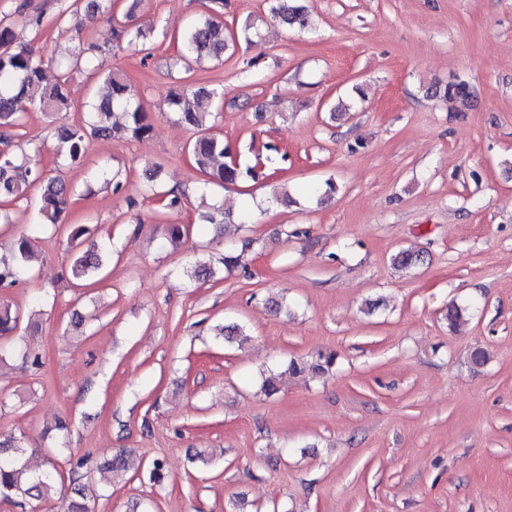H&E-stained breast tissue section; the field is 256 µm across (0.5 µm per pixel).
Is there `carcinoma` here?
Wrapping results in <instances>:
<instances>
[{
	"label": "carcinoma",
	"instance_id": "obj_1",
	"mask_svg": "<svg viewBox=\"0 0 512 512\" xmlns=\"http://www.w3.org/2000/svg\"><path fill=\"white\" fill-rule=\"evenodd\" d=\"M210 3L205 13L188 21L177 33L180 50L171 59L170 66L187 67L192 60L218 59L234 43L235 36L224 31V21L221 19L224 0H210ZM139 6L140 0H131L123 16L118 18L112 14L108 0H87L85 5L81 4V0H73L58 16L57 23H66L68 16L72 15L76 17L74 28L80 30L85 21L106 12L112 21V41L117 47H131L154 37H167L168 31L164 27L144 29L136 23ZM272 15L287 28L301 29L306 26V12L299 5V0H274ZM95 49L93 44L79 42L68 53L46 60L30 45L20 41L12 23L0 21V135L10 140L13 130L22 125L26 107L29 106L42 113L49 123L53 150L68 166L81 164L91 137L140 140L149 136L153 127L141 105L134 103V89L118 73L99 72V67L94 65ZM48 67L58 73L53 82L46 78ZM83 70L96 75V84L91 102L85 105L83 117L78 122H70L67 114L72 109L71 75ZM470 97L469 86L464 81L448 84L442 93V98L463 104ZM167 104L179 122L196 131L187 151L195 170L205 177V184H234L245 174L256 177L253 169L243 171L236 162L224 161L227 157L224 138L214 130L212 123V119L223 109L224 90L205 86L174 90L168 95ZM95 174L102 176L115 193L121 192L126 186L118 170L110 173L102 166ZM158 178L157 168L146 170L143 192L165 201L169 209L181 208L185 193L178 188L163 190ZM38 183L42 184V195L33 223L56 225L68 204L70 186L57 176H48L44 171L31 167L26 154L8 148L0 151L1 202L22 198ZM187 234V225L169 224L165 228V241L176 247ZM12 252V261H0V288L17 285L36 258L33 239L25 234L14 239ZM103 269L102 254L95 248L77 253L70 266L72 279L84 283L99 276ZM183 274L197 281L206 280L215 274V269L211 263L200 260L184 270ZM21 319L22 311L17 305L0 300L1 336L15 333ZM8 358H19L35 366L40 363L39 355L26 346L0 349V364ZM335 364L336 353L333 351H319L306 362L291 360L281 371L268 370L261 389L267 396L275 395L280 391L284 376L306 373L313 378H321L328 375ZM24 455L25 448L15 437L0 438V497L5 500L19 497L36 502L50 498L57 483L63 481L61 473L56 470L33 471ZM107 466L115 478L123 477L130 468L129 460L122 451L113 455ZM75 493L76 496L66 505L65 512H94L99 494L89 496L82 488L75 489Z\"/></svg>",
	"mask_w": 512,
	"mask_h": 512
}]
</instances>
